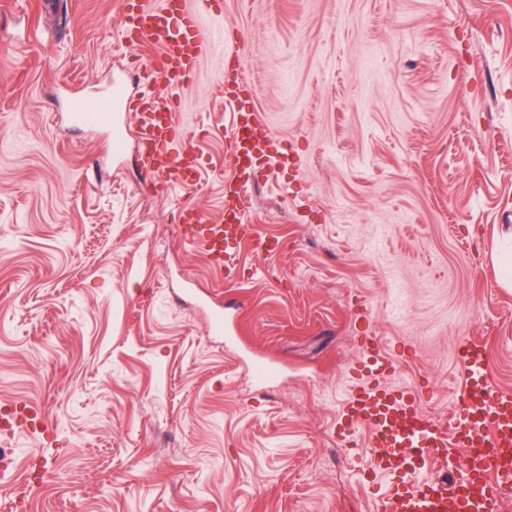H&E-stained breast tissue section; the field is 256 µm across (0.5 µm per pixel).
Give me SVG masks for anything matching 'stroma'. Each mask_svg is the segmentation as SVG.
Returning <instances> with one entry per match:
<instances>
[{
    "label": "stroma",
    "mask_w": 512,
    "mask_h": 512,
    "mask_svg": "<svg viewBox=\"0 0 512 512\" xmlns=\"http://www.w3.org/2000/svg\"><path fill=\"white\" fill-rule=\"evenodd\" d=\"M182 113L197 186L144 193L135 136L77 127L140 70L119 0H0V403L46 431L0 435V495L29 512H379L369 451L336 444L361 329L421 407L458 408L457 346L512 390V0H222ZM268 129L234 287L181 244L220 217L240 80ZM223 313L233 346L210 329ZM262 361L264 383L252 375Z\"/></svg>",
    "instance_id": "1"
}]
</instances>
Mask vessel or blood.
I'll return each instance as SVG.
<instances>
[{"label": "vessel or blood", "mask_w": 512, "mask_h": 512, "mask_svg": "<svg viewBox=\"0 0 512 512\" xmlns=\"http://www.w3.org/2000/svg\"><path fill=\"white\" fill-rule=\"evenodd\" d=\"M120 4L124 48L159 49L139 59L156 90L136 100L125 82L116 80L109 96L68 98L66 118L75 126L112 124L107 149L113 153L127 134H134L145 146L140 166L147 181L190 191L199 158L181 119V97L210 46L200 13L186 0ZM249 205L250 186L244 180L225 194L221 220L207 222L197 211H183L186 244L201 247L228 271L237 266L242 243H251L257 254L271 253V239L246 217ZM458 360L464 373L461 408L442 423L423 413L417 386L391 384L396 358L371 330L361 332L356 377L339 404L335 435L342 448L362 435L371 450L372 471L388 479L384 512H502L504 496L512 492V391L494 385L487 351L478 342L463 341ZM415 449L420 452L417 467L433 464L436 476L414 479L406 461Z\"/></svg>", "instance_id": "1"}]
</instances>
